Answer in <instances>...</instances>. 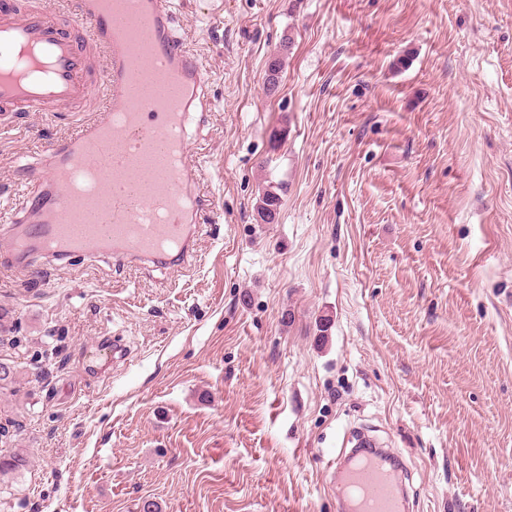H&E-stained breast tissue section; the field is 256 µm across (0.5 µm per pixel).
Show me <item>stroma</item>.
<instances>
[{
	"label": "stroma",
	"mask_w": 512,
	"mask_h": 512,
	"mask_svg": "<svg viewBox=\"0 0 512 512\" xmlns=\"http://www.w3.org/2000/svg\"><path fill=\"white\" fill-rule=\"evenodd\" d=\"M174 24L209 71L196 256L0 269V456L31 460L0 512H336L362 433L409 512H512V0H182ZM78 121H0V222ZM105 336L127 360L87 370Z\"/></svg>",
	"instance_id": "stroma-1"
}]
</instances>
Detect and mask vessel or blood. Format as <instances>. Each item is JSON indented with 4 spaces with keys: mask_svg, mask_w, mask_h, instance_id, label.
I'll use <instances>...</instances> for the list:
<instances>
[{
    "mask_svg": "<svg viewBox=\"0 0 512 512\" xmlns=\"http://www.w3.org/2000/svg\"><path fill=\"white\" fill-rule=\"evenodd\" d=\"M129 16L102 0H70L67 14L82 30L74 42L44 0H0V117L11 112H84L75 132L52 145L42 162L25 165L32 188L24 208L0 225V266L31 272L35 260L66 265L89 252L122 264L182 267L195 253L202 210L201 171L166 153L187 130L203 126L210 103L205 66L185 47L172 22V0H140ZM101 77H87L90 63ZM165 76L174 77L170 106L142 98ZM107 106L95 110L98 98ZM102 177L98 197L78 203L66 176L75 163ZM49 176H42V167ZM378 450L355 463L337 462L343 490L338 512H407L402 484Z\"/></svg>",
    "mask_w": 512,
    "mask_h": 512,
    "instance_id": "1",
    "label": "vessel or blood"
}]
</instances>
